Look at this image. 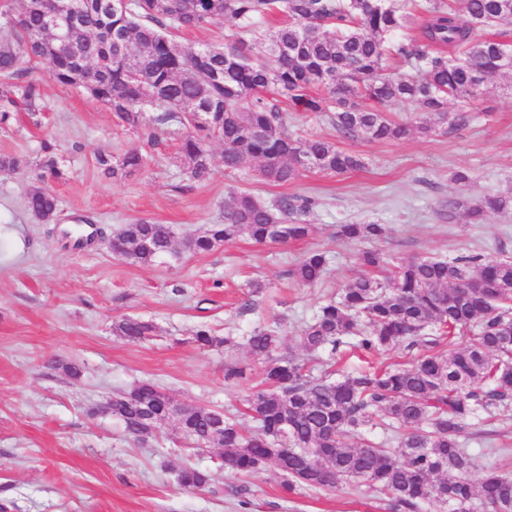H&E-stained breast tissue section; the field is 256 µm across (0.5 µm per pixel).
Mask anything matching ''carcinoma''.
Wrapping results in <instances>:
<instances>
[{
	"mask_svg": "<svg viewBox=\"0 0 512 512\" xmlns=\"http://www.w3.org/2000/svg\"><path fill=\"white\" fill-rule=\"evenodd\" d=\"M19 2L18 9L12 0L0 5V126L18 112L43 111L34 74L46 65L58 84L108 106L120 124L143 131L149 145L156 129L183 126L180 158L192 184L210 179L216 141L224 143L225 170L253 160L258 176L278 185L364 167L361 155L332 139L290 136L281 98L298 112L330 113L342 139L389 141L463 121V112L448 111L449 101L466 103L488 78L512 73L503 61L512 57L507 44L476 39L477 31L512 20V0H462L460 8L456 0H128L116 12L103 7L106 0H82L78 23L65 31L73 54L58 46L47 24L51 0ZM270 16L280 17L279 27L261 30ZM226 21L235 31L223 48L176 40L179 32ZM415 25L419 37L393 40ZM394 103L411 105L416 121L388 115ZM147 106L156 112L150 120ZM41 151L38 185L25 206L51 222L58 200L47 180H64L68 171L51 143L43 142ZM95 160L105 177L120 182L143 171L148 155L134 148ZM229 194L224 223L191 236V253L244 236L260 244L301 241L312 231L313 197L281 195L267 203L234 188ZM509 209L512 195L489 194L474 203L459 196L448 201V218L462 212L469 223L482 224ZM384 234L375 223L341 224L336 232L344 241ZM113 240L121 257L140 266L184 253L170 224H124ZM358 262L362 272L319 307L299 344L332 360L344 347L367 355L417 350L408 362L318 377L296 357L276 355L279 330L264 326L247 339L250 356L263 364L264 385L247 396L256 430H244L215 408L184 404L172 415L150 383L113 395L112 416L137 439L173 420L192 448L223 449L228 472L271 469L284 477L288 494L354 481L384 495L390 512H418L431 500L454 512H470L475 500L484 512H512V472L488 464L473 483L475 455L464 442L480 413L512 405V256L390 262L369 249ZM329 263L327 253L313 251L290 275L314 285ZM116 330L135 342L153 335L155 326L125 318ZM464 332L469 342L455 346V335ZM366 428L389 439L376 442L362 434ZM313 457L327 465L309 467ZM178 480L204 489L211 474L185 465Z\"/></svg>",
	"mask_w": 512,
	"mask_h": 512,
	"instance_id": "carcinoma-1",
	"label": "carcinoma"
}]
</instances>
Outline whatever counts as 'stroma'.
I'll use <instances>...</instances> for the list:
<instances>
[{
    "instance_id": "stroma-1",
    "label": "stroma",
    "mask_w": 512,
    "mask_h": 512,
    "mask_svg": "<svg viewBox=\"0 0 512 512\" xmlns=\"http://www.w3.org/2000/svg\"><path fill=\"white\" fill-rule=\"evenodd\" d=\"M35 77L46 112L35 120L18 113L0 128V154L26 162L20 171H0V504L7 512H384V501L367 487L342 483L287 495L274 471L226 473L220 449L186 447L175 424L137 440L98 408L147 381L177 402L220 408L252 427L246 399L262 369L246 340L259 326H279L281 353L314 363L315 354L300 351L297 338L358 271L362 244L338 240V225H385L380 247L402 260L512 255V210L483 224L443 211L459 195L476 200L512 193V74L487 82L468 103L465 124L394 142L341 140L327 114L289 112L294 135L337 139L340 148L364 158L361 170L276 185L258 178L253 161L225 171L218 144L211 179L189 188L176 157L178 126L160 129L143 172L112 181L96 168L95 155H119L140 143L139 133L118 125L104 104L59 86L48 68ZM46 141L68 170L66 180L52 185L59 217L50 223L25 207ZM457 169L471 172L467 186L451 181ZM233 188L266 201L317 197L310 236L264 245L241 238L148 267L109 247L121 225L140 219L173 225L181 237L222 223ZM78 216L91 220L96 235L76 249L62 231ZM311 250L328 253L330 271L306 286L288 272ZM127 317L152 322L154 335L138 342L119 336L114 325ZM202 327L234 337V345L199 348L193 334ZM65 362L77 365L80 377H69ZM229 365L250 368L249 381L225 380ZM467 446L475 453L499 448L512 457V410L475 419ZM186 464L211 472L209 488L179 484Z\"/></svg>"
}]
</instances>
